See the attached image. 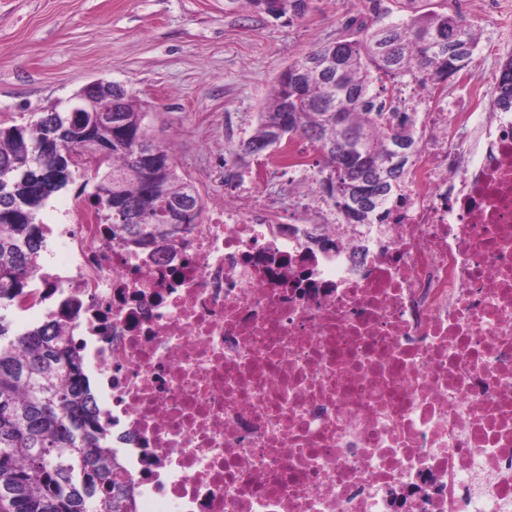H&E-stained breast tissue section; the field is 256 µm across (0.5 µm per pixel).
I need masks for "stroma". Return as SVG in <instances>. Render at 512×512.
Wrapping results in <instances>:
<instances>
[{"instance_id": "35a3bbf8", "label": "stroma", "mask_w": 512, "mask_h": 512, "mask_svg": "<svg viewBox=\"0 0 512 512\" xmlns=\"http://www.w3.org/2000/svg\"><path fill=\"white\" fill-rule=\"evenodd\" d=\"M360 0H313L288 20L227 0H0V125L36 119L96 79L137 95L204 207L223 202L224 142L256 123L279 75L334 41ZM481 33L448 97L478 98L512 52V0H468Z\"/></svg>"}]
</instances>
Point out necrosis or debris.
Masks as SVG:
<instances>
[{
	"label": "necrosis or debris",
	"instance_id": "necrosis-or-debris-1",
	"mask_svg": "<svg viewBox=\"0 0 512 512\" xmlns=\"http://www.w3.org/2000/svg\"><path fill=\"white\" fill-rule=\"evenodd\" d=\"M415 109L388 224L254 173L163 253L49 225L20 309L79 337L135 512H512V113Z\"/></svg>",
	"mask_w": 512,
	"mask_h": 512
}]
</instances>
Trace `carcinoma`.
<instances>
[{"label":"carcinoma","instance_id":"cac0c4a2","mask_svg":"<svg viewBox=\"0 0 512 512\" xmlns=\"http://www.w3.org/2000/svg\"><path fill=\"white\" fill-rule=\"evenodd\" d=\"M392 0H364L347 34L301 54L282 73L252 134L224 145L228 177L279 145L300 137L322 157L318 183L345 224H384L403 188L410 161L421 149L417 112H402L381 96L386 83L442 90L468 67L480 33L448 0L438 9L392 19ZM277 17L300 18L312 0H228ZM495 106L512 112V54L500 64ZM122 111L119 129L103 112ZM136 96L97 98L90 112L54 105L25 124L0 127V512H134L135 487L119 481L109 422L94 404L81 348L58 321L25 331L13 327L15 304L27 296L45 246L37 213L75 181V154L106 151L104 170L85 180L112 238L128 245L163 247L196 218L199 193L178 174L170 149L160 145ZM158 148V164L138 159ZM91 191H86L87 186ZM145 216L140 224L116 218L112 200Z\"/></svg>","mask_w":512,"mask_h":512}]
</instances>
